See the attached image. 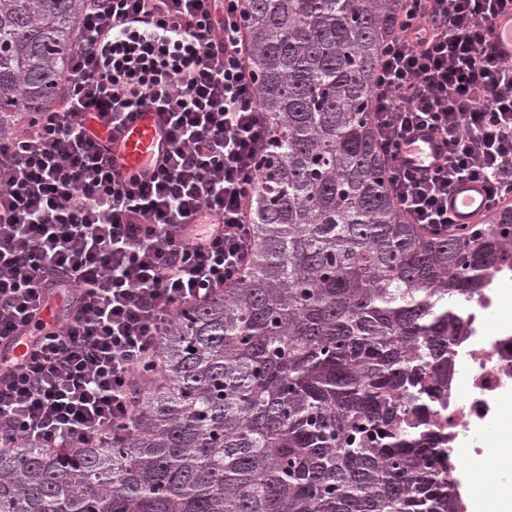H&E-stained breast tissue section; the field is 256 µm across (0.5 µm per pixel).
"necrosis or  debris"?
I'll use <instances>...</instances> for the list:
<instances>
[{
  "label": "necrosis or debris",
  "instance_id": "4bbe7bcc",
  "mask_svg": "<svg viewBox=\"0 0 512 512\" xmlns=\"http://www.w3.org/2000/svg\"><path fill=\"white\" fill-rule=\"evenodd\" d=\"M499 307L496 289H489L473 312L470 331L454 351L456 371L448 387V404L429 415L436 433L447 440L456 457H479L491 448L483 436L492 425L508 428L501 415L512 395V327L491 325ZM466 397H459V390Z\"/></svg>",
  "mask_w": 512,
  "mask_h": 512
}]
</instances>
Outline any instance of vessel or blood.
I'll return each mask as SVG.
<instances>
[{"label":"vessel or blood","instance_id":"b4317fda","mask_svg":"<svg viewBox=\"0 0 512 512\" xmlns=\"http://www.w3.org/2000/svg\"><path fill=\"white\" fill-rule=\"evenodd\" d=\"M491 47L501 61L512 64V7H506L492 20ZM112 159L117 168L142 171L158 166L167 155L169 143L165 113L157 104L145 103L122 134L112 144ZM448 149L442 138L429 128L414 130L401 150L402 165L431 170L441 164ZM448 211L456 223L472 225L491 211L486 185L467 178L455 181L448 190Z\"/></svg>","mask_w":512,"mask_h":512}]
</instances>
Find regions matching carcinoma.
<instances>
[{"label":"carcinoma","mask_w":512,"mask_h":512,"mask_svg":"<svg viewBox=\"0 0 512 512\" xmlns=\"http://www.w3.org/2000/svg\"><path fill=\"white\" fill-rule=\"evenodd\" d=\"M397 2L247 0L273 143L250 261L177 316L116 440L0 449V512H465L422 410L512 209L441 236L385 192L368 103ZM83 9L0 0V138L56 101Z\"/></svg>","instance_id":"1"}]
</instances>
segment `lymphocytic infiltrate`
Returning <instances> with one entry per match:
<instances>
[{
  "label": "lymphocytic infiltrate",
  "mask_w": 512,
  "mask_h": 512,
  "mask_svg": "<svg viewBox=\"0 0 512 512\" xmlns=\"http://www.w3.org/2000/svg\"><path fill=\"white\" fill-rule=\"evenodd\" d=\"M508 5L399 0L374 71L386 190L435 234L454 227L456 180H484L492 206L512 200V65L489 48ZM245 13L246 0H86L55 105L0 140V342L25 348L0 360L1 447L111 441L179 312L238 281L272 147ZM147 99L167 112L168 154L150 177L120 174L97 125L124 128ZM420 126L448 146L423 174L398 159Z\"/></svg>",
  "instance_id": "lymphocytic-infiltrate-1"
}]
</instances>
